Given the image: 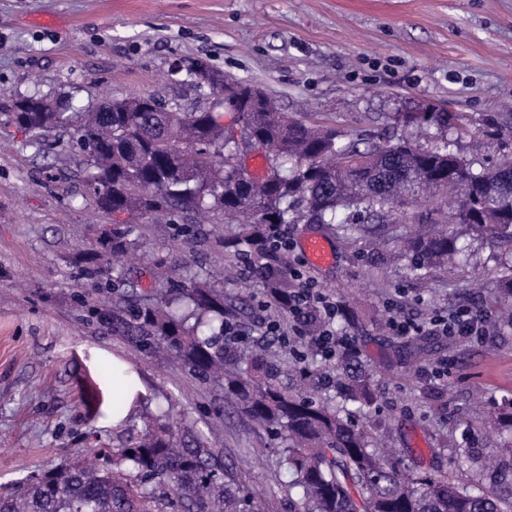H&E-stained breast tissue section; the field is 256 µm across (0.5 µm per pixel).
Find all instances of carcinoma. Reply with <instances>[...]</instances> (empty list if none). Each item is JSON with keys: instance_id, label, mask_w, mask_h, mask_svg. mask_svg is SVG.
Here are the masks:
<instances>
[{"instance_id": "cac0c4a2", "label": "carcinoma", "mask_w": 512, "mask_h": 512, "mask_svg": "<svg viewBox=\"0 0 512 512\" xmlns=\"http://www.w3.org/2000/svg\"><path fill=\"white\" fill-rule=\"evenodd\" d=\"M154 96L105 97L80 117L63 111L47 96H24L11 107L14 125L29 142L51 132L73 138L89 169L85 187L98 184V206L126 215L96 239L105 258L137 254L142 243L130 225L176 212L186 230L220 213L239 221L234 233L215 239L224 256L243 264L240 277L262 283L266 295L282 303L295 290L288 278V253L271 249L276 231L311 220L331 234L366 232L362 216L372 218L421 194L445 196L437 213L466 227L474 237L512 242V159L474 172L472 163L448 146L425 147L404 136L364 146L346 140L331 126L289 118L266 97L253 110L238 113L244 123L237 142L222 112H161ZM457 116L447 112H399L393 123L405 130L433 123L448 129ZM258 147L266 171L244 178L243 152ZM348 219L339 222V212ZM459 237L432 230L411 239V270L426 277L459 259ZM129 290L118 294L112 312L99 320L136 347L164 348L198 380L212 382L234 401L256 431L282 439V466L290 479L291 512H512V480L481 490L442 473L400 467L384 447V430L354 423L342 410L300 395L316 380L336 385L344 404L370 418L377 396L371 374L356 351L332 361L301 357L288 364L294 389L279 382L276 342L286 336L260 335L253 341L224 335V326L242 328L244 309L224 290L211 287L203 271L181 276L156 294ZM392 353L424 363L430 353L423 336L393 338ZM182 446L164 434L146 433L112 464L88 469L79 462L56 467L0 495V512H254L240 495L244 462L264 453L245 448L229 465L223 449L189 421L177 423ZM489 476L512 474L509 463H483Z\"/></svg>"}]
</instances>
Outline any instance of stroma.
I'll return each instance as SVG.
<instances>
[{"instance_id": "35a3bbf8", "label": "stroma", "mask_w": 512, "mask_h": 512, "mask_svg": "<svg viewBox=\"0 0 512 512\" xmlns=\"http://www.w3.org/2000/svg\"><path fill=\"white\" fill-rule=\"evenodd\" d=\"M189 58L349 139L385 140L394 113L438 105L462 116L466 130L427 125L413 133L420 144L449 145L477 170L512 156V0H0V136L10 132L12 103L33 93L70 113L105 94L192 108L202 92L169 74ZM85 176L67 144L41 151L19 133L0 149V493L63 461L104 465L129 440L185 416L226 460L246 444L267 447L243 480L256 512H288L276 490L286 477L279 438L255 431L187 370L96 321L112 293L79 271L94 263L88 246L113 216L85 196ZM434 217L412 204L368 235L333 237L335 265L304 272L346 305L345 329L375 370L371 418L407 449L404 463L484 488L478 457L512 454V427L483 425L512 396V319L492 295L512 268V245L471 240L467 262L415 278L404 243ZM215 230L202 225L186 247L179 225L137 224L153 274L118 267L103 279L164 288L202 267L210 286L254 311L263 289L225 276ZM459 306L483 312L485 333L479 342L428 334L429 364L448 361L447 378L405 374L399 357H385L391 317L424 323ZM115 366L133 382L122 393L99 380ZM462 441L469 454L457 453Z\"/></svg>"}]
</instances>
